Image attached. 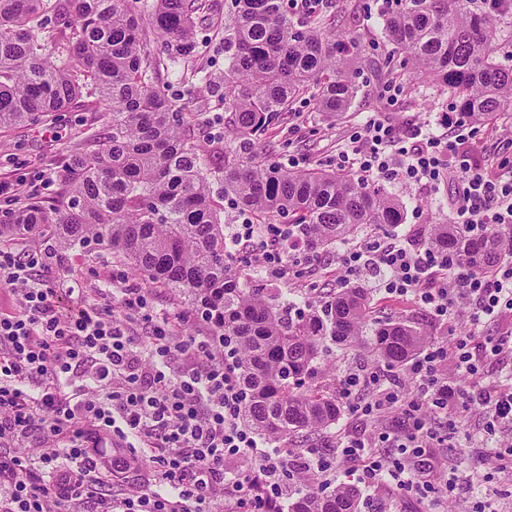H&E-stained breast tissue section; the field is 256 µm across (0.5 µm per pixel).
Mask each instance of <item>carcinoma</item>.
Listing matches in <instances>:
<instances>
[{
	"label": "carcinoma",
	"instance_id": "cac0c4a2",
	"mask_svg": "<svg viewBox=\"0 0 512 512\" xmlns=\"http://www.w3.org/2000/svg\"><path fill=\"white\" fill-rule=\"evenodd\" d=\"M385 19L394 46L378 64L358 36L334 38L320 13L293 18L283 0H234L224 23V111L233 136H213L183 99L195 83L185 66L199 54V0H0V129L37 123L87 99L109 116L107 137L78 148L58 171L65 197L34 194L0 211V242L40 236L59 250L95 241L145 281L189 299L232 338L242 420L271 439L328 428L340 419L336 389L315 385L326 343L364 348L395 370L427 344L415 326L372 315L353 285L325 301L289 300L255 288L246 264L228 257L226 208L255 224L280 221L311 250L334 251L368 226L401 223L405 203L348 173L284 170L260 158L262 140L300 99L329 116L349 109L356 79L374 66L389 77L410 69L448 90L471 122L512 103V67L498 61L505 19L471 0H396ZM164 66L182 95L152 82ZM202 135H196V131ZM428 246L481 272L512 253V227L475 234L455 224L430 229ZM341 483L309 490L288 512H356Z\"/></svg>",
	"mask_w": 512,
	"mask_h": 512
}]
</instances>
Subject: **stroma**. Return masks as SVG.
<instances>
[{"label": "stroma", "mask_w": 512, "mask_h": 512, "mask_svg": "<svg viewBox=\"0 0 512 512\" xmlns=\"http://www.w3.org/2000/svg\"><path fill=\"white\" fill-rule=\"evenodd\" d=\"M231 5L232 0H203L197 14L196 30L204 42L195 65L204 69L209 80L200 84L197 95L185 100V111L197 112L205 117L224 113L221 98L224 81V14ZM389 8L388 0H330L327 12L335 17L338 31L356 30L367 54L382 59L392 52V45L383 30V15ZM403 83V99L396 110L386 104L384 79L370 70L358 77L357 93L344 117H328L314 112L308 101L298 102L293 112L285 114L281 132L271 136L277 144L272 161L291 170L328 163L335 158L337 148L342 146L356 125L370 115L395 123H427L439 127L444 116L450 112L447 92L437 85L408 76L404 77ZM106 122L102 113L89 112L76 105L56 120L25 123L9 132H0V178L22 180L26 191L38 192L49 201L58 199L62 188L54 179L55 172L87 136H104ZM368 184L372 187L384 186L406 203L405 219L394 229L400 238L421 243L431 225L453 221L455 186L450 181H441L432 189L402 181L383 183L376 178L369 179ZM294 256L304 270L302 276L276 279L255 266L251 269L255 285L303 297L308 293L310 282H317L324 291L332 292L344 288L349 281L337 252L311 254L300 249L295 251ZM112 262L110 251L100 245H78L64 250L54 262V273L69 279L75 291L59 296V309L70 312L82 300L93 299L96 289L110 288L107 275ZM120 285L142 289L148 297V309L135 317L134 333L138 336L144 333L146 318L173 311L185 312L191 308L187 299L170 289L145 283L127 268L122 271ZM369 298L375 316H389L411 323L427 334L431 344L447 346L451 344L453 336H464L469 332L466 316L457 317L453 325L448 327L435 322L426 311L411 302L375 292L370 293ZM481 423L479 415L472 413L463 417L459 433L448 444L429 449L428 463L443 473L454 468L465 473L482 467L485 451L474 437ZM373 427L370 419L348 411L335 427L312 435L298 434L285 440L284 446L296 455L302 453L303 449L319 446L325 439L335 436L337 431L363 434L370 432ZM472 493L469 486L460 485L456 496L440 507L432 500L376 485L362 489L358 508L360 512H463Z\"/></svg>", "instance_id": "stroma-1"}]
</instances>
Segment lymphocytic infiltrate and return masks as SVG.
Listing matches in <instances>:
<instances>
[{"instance_id":"1","label":"lymphocytic infiltrate","mask_w":512,"mask_h":512,"mask_svg":"<svg viewBox=\"0 0 512 512\" xmlns=\"http://www.w3.org/2000/svg\"><path fill=\"white\" fill-rule=\"evenodd\" d=\"M452 127L444 137L424 125L369 117L340 147L336 166L429 187L454 177V223L511 226L512 175L472 161L459 148L465 121ZM286 231L282 224L240 225L229 255L285 277ZM52 257L47 248L19 253L0 245V290L18 303L17 311L0 312V512H208L216 498L229 503L228 512H271L291 494L281 480L287 469L334 473L327 453L292 466L286 451L265 447L240 425L244 398L223 337L174 334L175 322L185 319L180 313L153 319L147 340L138 341L126 316L145 309L147 298L135 288L121 291L125 318L96 304L62 313L57 298L68 282L51 277ZM340 259L348 275L376 272L379 291L411 300L439 321H452L460 301L471 307L470 334L416 353L400 379L364 368L340 379V395L355 413L377 421L394 413L407 424L401 432L341 437L340 452L359 483L447 500L457 475L441 482L409 461L447 441L461 414L473 410L489 417L483 439L494 450L491 462L512 469V450L499 453L496 437L497 429H512V389L484 376L488 361L512 355V336L482 333L487 322L512 313V256L486 274L383 234L345 244ZM449 364L468 385L449 380ZM426 406L444 415V427L423 414ZM244 455L255 461L251 470L225 471L227 460ZM144 457L155 463L148 485L113 494L114 472Z\"/></svg>"}]
</instances>
